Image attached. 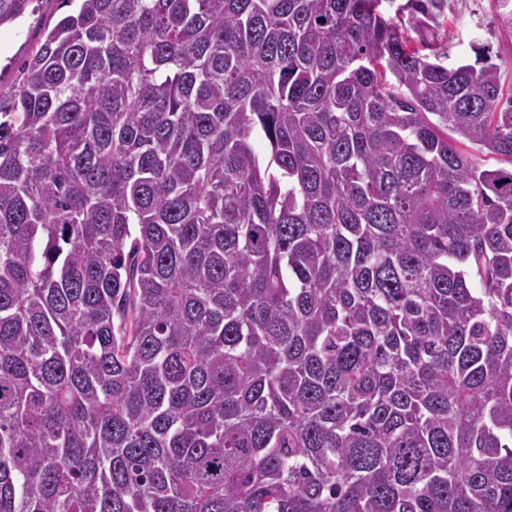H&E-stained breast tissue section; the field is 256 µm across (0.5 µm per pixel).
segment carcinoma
Instances as JSON below:
<instances>
[{
  "label": "carcinoma",
  "instance_id": "1",
  "mask_svg": "<svg viewBox=\"0 0 512 512\" xmlns=\"http://www.w3.org/2000/svg\"><path fill=\"white\" fill-rule=\"evenodd\" d=\"M380 5L45 29L0 94V512H512V168L448 136L512 165V92Z\"/></svg>",
  "mask_w": 512,
  "mask_h": 512
}]
</instances>
